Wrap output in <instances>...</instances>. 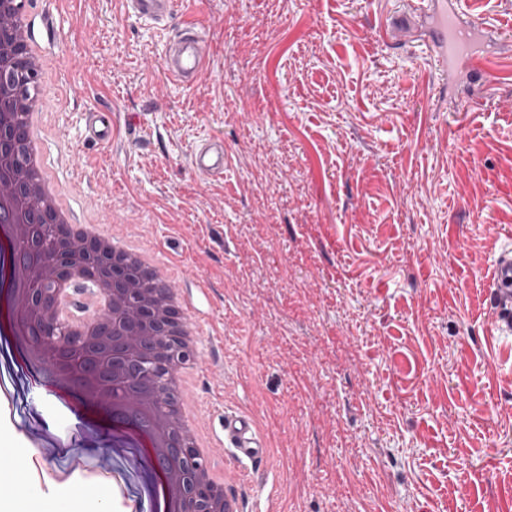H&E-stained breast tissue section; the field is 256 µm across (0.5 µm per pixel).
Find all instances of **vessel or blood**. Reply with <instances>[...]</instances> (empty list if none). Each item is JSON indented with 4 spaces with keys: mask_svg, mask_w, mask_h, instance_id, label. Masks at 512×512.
Here are the masks:
<instances>
[{
    "mask_svg": "<svg viewBox=\"0 0 512 512\" xmlns=\"http://www.w3.org/2000/svg\"><path fill=\"white\" fill-rule=\"evenodd\" d=\"M463 0H415L413 8L428 23L431 38L426 45L429 58L438 71L442 88L457 85L461 79H482V94L491 92L490 59L483 54L484 42L492 27L482 17L463 9ZM131 13L138 19L158 22L170 18L176 0H128ZM206 65L203 40L195 26H186L179 37L166 47L164 70L169 79L189 83ZM116 132L112 114L91 113L88 136L100 144L110 143ZM223 145L214 143L196 150L191 157L200 174L218 177L224 173ZM489 302L495 315V329L512 333V250L501 252L492 269ZM224 431L238 452L249 459H261L264 450L253 438L248 421L241 417L224 421Z\"/></svg>",
    "mask_w": 512,
    "mask_h": 512,
    "instance_id": "b4317fda",
    "label": "vessel or blood"
}]
</instances>
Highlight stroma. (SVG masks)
Listing matches in <instances>:
<instances>
[{"label":"stroma","mask_w":512,"mask_h":512,"mask_svg":"<svg viewBox=\"0 0 512 512\" xmlns=\"http://www.w3.org/2000/svg\"><path fill=\"white\" fill-rule=\"evenodd\" d=\"M51 105L46 161L80 220L178 264L201 325L194 392L241 512H512V335L488 277L512 249V65L445 100L403 0H23ZM191 85L162 58L186 23ZM409 26L396 43L383 25ZM111 111L112 144L86 113ZM224 143L223 177L190 155ZM265 455L240 456L224 420ZM84 420L31 379L0 449L69 447ZM176 4L175 0H128L129 9L137 19L154 23L170 18ZM199 33L195 26H186L167 44L164 70L172 81L187 84L205 68L206 52Z\"/></svg>","instance_id":"obj_1"}]
</instances>
